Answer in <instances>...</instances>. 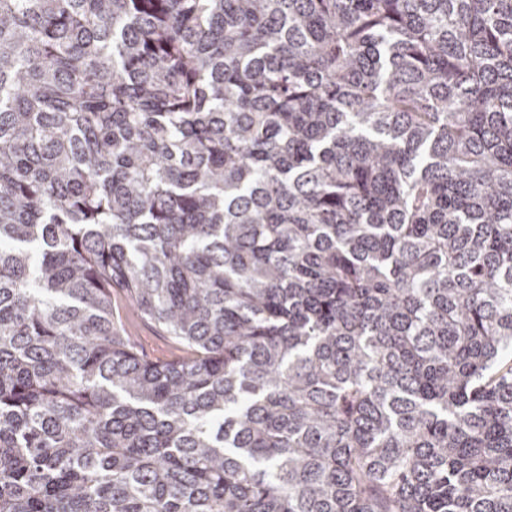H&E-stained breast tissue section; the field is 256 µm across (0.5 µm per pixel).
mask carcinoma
I'll list each match as a JSON object with an SVG mask.
<instances>
[{
	"label": "carcinoma",
	"instance_id": "1",
	"mask_svg": "<svg viewBox=\"0 0 512 512\" xmlns=\"http://www.w3.org/2000/svg\"><path fill=\"white\" fill-rule=\"evenodd\" d=\"M0 512H512V0H0ZM112 308L124 328V336L147 360L163 362L184 356L183 350L170 337L139 316L122 291L112 293Z\"/></svg>",
	"mask_w": 512,
	"mask_h": 512
}]
</instances>
